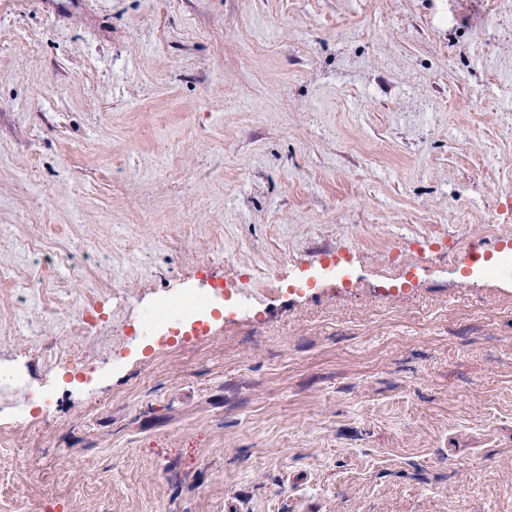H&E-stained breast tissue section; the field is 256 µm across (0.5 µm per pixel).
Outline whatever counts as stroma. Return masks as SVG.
Wrapping results in <instances>:
<instances>
[{
	"instance_id": "stroma-1",
	"label": "stroma",
	"mask_w": 512,
	"mask_h": 512,
	"mask_svg": "<svg viewBox=\"0 0 512 512\" xmlns=\"http://www.w3.org/2000/svg\"><path fill=\"white\" fill-rule=\"evenodd\" d=\"M508 241L512 0H0V512H512Z\"/></svg>"
}]
</instances>
